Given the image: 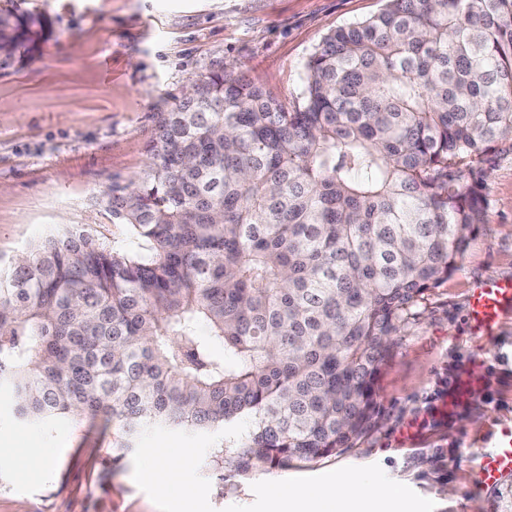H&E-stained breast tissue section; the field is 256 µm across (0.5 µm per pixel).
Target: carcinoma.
Returning <instances> with one entry per match:
<instances>
[{
	"label": "carcinoma",
	"instance_id": "cac0c4a2",
	"mask_svg": "<svg viewBox=\"0 0 512 512\" xmlns=\"http://www.w3.org/2000/svg\"><path fill=\"white\" fill-rule=\"evenodd\" d=\"M46 22L0 13L33 51ZM300 101L224 71L157 113L149 163L104 191L114 249L62 225L0 272V399L14 419L251 432L209 465L245 475L349 448L421 296L485 228L512 143V0H385L326 34Z\"/></svg>",
	"mask_w": 512,
	"mask_h": 512
}]
</instances>
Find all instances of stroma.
Segmentation results:
<instances>
[{"label": "stroma", "instance_id": "35a3bbf8", "mask_svg": "<svg viewBox=\"0 0 512 512\" xmlns=\"http://www.w3.org/2000/svg\"><path fill=\"white\" fill-rule=\"evenodd\" d=\"M384 0H0V11L38 15L51 34L38 52L0 69V268L60 224L90 228L131 248L102 204L112 179L148 161L155 114L190 81L226 70L288 104L299 100L305 64L322 38L377 14ZM486 227L458 270L426 292L394 338L376 378L375 422L352 447L311 463L217 480L208 466L225 433L153 430L136 451L112 457V428L68 417L19 422L0 405V512H273L285 483L341 467L376 494L406 484L431 512H512V475L473 486L476 451L512 427V316L493 340L468 323L472 288L512 278V147L503 146L484 190ZM480 395L449 406L462 378ZM159 451L187 460L170 496L137 478Z\"/></svg>", "mask_w": 512, "mask_h": 512}]
</instances>
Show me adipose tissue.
Returning <instances> with one entry per match:
<instances>
[{"instance_id":"1","label":"adipose tissue","mask_w":512,"mask_h":512,"mask_svg":"<svg viewBox=\"0 0 512 512\" xmlns=\"http://www.w3.org/2000/svg\"><path fill=\"white\" fill-rule=\"evenodd\" d=\"M276 498L280 512H354V505L367 500L368 493L339 471L318 484L279 488Z\"/></svg>"}]
</instances>
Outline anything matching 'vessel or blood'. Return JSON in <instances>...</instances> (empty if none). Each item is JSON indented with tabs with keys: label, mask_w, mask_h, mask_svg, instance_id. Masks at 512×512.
<instances>
[{
	"label": "vessel or blood",
	"mask_w": 512,
	"mask_h": 512,
	"mask_svg": "<svg viewBox=\"0 0 512 512\" xmlns=\"http://www.w3.org/2000/svg\"><path fill=\"white\" fill-rule=\"evenodd\" d=\"M512 313V279H490L470 292L468 320L473 334L494 338L501 318ZM512 473V428L503 429L494 449H479L474 481L497 483Z\"/></svg>",
	"instance_id": "vessel-or-blood-1"
}]
</instances>
